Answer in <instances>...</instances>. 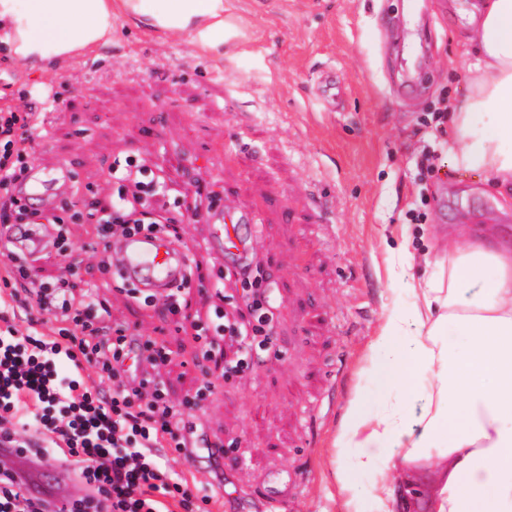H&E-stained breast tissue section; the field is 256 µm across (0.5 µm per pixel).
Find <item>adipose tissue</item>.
<instances>
[{"label": "adipose tissue", "instance_id": "ef3b65f1", "mask_svg": "<svg viewBox=\"0 0 512 512\" xmlns=\"http://www.w3.org/2000/svg\"><path fill=\"white\" fill-rule=\"evenodd\" d=\"M224 44V0H0V43L21 66L60 63L112 38V20ZM465 39L476 50L451 104L448 164L512 200V0H483ZM448 260L412 283L410 313L387 310L372 350L391 354L395 409L352 398L336 436L344 512L370 478L376 512H512V247L452 237ZM466 337L453 349L449 335Z\"/></svg>", "mask_w": 512, "mask_h": 512}]
</instances>
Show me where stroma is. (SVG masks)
I'll list each match as a JSON object with an SVG mask.
<instances>
[{
	"instance_id": "1",
	"label": "stroma",
	"mask_w": 512,
	"mask_h": 512,
	"mask_svg": "<svg viewBox=\"0 0 512 512\" xmlns=\"http://www.w3.org/2000/svg\"><path fill=\"white\" fill-rule=\"evenodd\" d=\"M475 5L224 0V46L208 55L125 18L113 19L111 44L67 63L25 68L0 45V106L21 113L46 95L59 105L49 133L30 132L23 161L35 172L66 163L69 189L34 208L108 202L113 162L137 155L166 190L151 201L157 219L175 222L179 247L203 264L194 309L231 319L246 313L239 276L203 250L207 226L180 203L203 184L211 196L194 200L200 211L256 217L247 263L269 275L272 336L249 369L201 397L191 321H164L117 289L114 271L98 266L93 218L70 224L68 248H45L31 279L93 281L100 315L169 349L159 378L170 399L229 452L220 478L206 459L170 448L166 460L216 512H271L247 485L274 462L304 475L283 512H343L333 441L353 396L381 411L390 387L366 355L385 311L411 307L386 258L408 243L419 282L449 236L512 242V209L482 177L449 167L440 116L466 88L461 35Z\"/></svg>"
}]
</instances>
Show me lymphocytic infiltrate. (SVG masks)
I'll use <instances>...</instances> for the list:
<instances>
[{
  "label": "lymphocytic infiltrate",
  "instance_id": "lymphocytic-infiltrate-1",
  "mask_svg": "<svg viewBox=\"0 0 512 512\" xmlns=\"http://www.w3.org/2000/svg\"><path fill=\"white\" fill-rule=\"evenodd\" d=\"M43 100L26 114L0 109V224H27L32 215L21 202L26 143L19 126L45 128L54 112ZM100 239L156 231L148 218H132L122 199L96 220ZM32 299L62 324L57 338L48 339L36 328L26 334L0 333V439H14L18 430L35 433L37 443L24 450L41 462L52 463L54 453L67 450L82 456L80 473L87 486L69 512H162L172 499L179 512H194L187 483L166 464L164 445L184 451L180 435L183 411L161 389H150V377L129 373L132 354L129 328L113 325L102 333L94 323L95 297L84 309L74 306L66 280L40 283ZM65 355L75 369L89 365L106 373L113 389L101 397L93 387L58 375L54 358ZM0 512H57L44 498L0 472Z\"/></svg>",
  "mask_w": 512,
  "mask_h": 512
}]
</instances>
